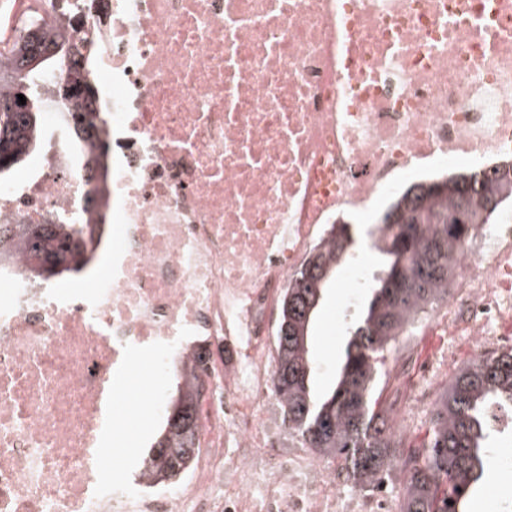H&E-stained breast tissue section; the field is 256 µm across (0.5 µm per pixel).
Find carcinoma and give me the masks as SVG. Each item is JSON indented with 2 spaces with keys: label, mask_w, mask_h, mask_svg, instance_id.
<instances>
[{
  "label": "carcinoma",
  "mask_w": 512,
  "mask_h": 512,
  "mask_svg": "<svg viewBox=\"0 0 512 512\" xmlns=\"http://www.w3.org/2000/svg\"><path fill=\"white\" fill-rule=\"evenodd\" d=\"M96 50L86 53L62 17L42 19L3 42L0 40V153L12 163L0 167V178L24 163L42 134L44 80L55 77L51 92L75 101L94 92ZM69 65L75 77L61 76ZM24 95L26 104L18 102ZM69 141L73 158L82 161L85 148H103L102 127L85 125L86 113H70ZM456 191L438 194L429 184L412 186L395 205L419 220V236L404 238V225L387 224V233L372 239L381 257L371 291L349 325L345 357L333 389L318 395L311 333L318 307L336 271L351 257L348 225L338 228L327 248L317 250L297 272L280 304L276 334L274 387L295 434L318 456L337 463L351 488L373 494L393 489L398 512H466L471 494L495 474L489 439L490 409L512 410V348L488 349L463 363L449 377L429 417L421 444L405 445L394 429L392 408L383 393L390 375L386 362L397 352L398 338L410 333L417 316L447 301L453 255L477 225L489 224L512 200V168L471 171L451 177ZM90 233L82 224H20L0 233V257L19 251L36 276L47 266L64 265L76 273L85 264ZM174 392L163 429L151 444L141 477L174 486L192 469L200 452L196 432V374L180 361L173 370Z\"/></svg>",
  "instance_id": "cac0c4a2"
}]
</instances>
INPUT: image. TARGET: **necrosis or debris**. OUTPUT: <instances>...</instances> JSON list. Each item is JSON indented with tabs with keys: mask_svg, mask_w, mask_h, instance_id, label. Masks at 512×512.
Returning a JSON list of instances; mask_svg holds the SVG:
<instances>
[{
	"mask_svg": "<svg viewBox=\"0 0 512 512\" xmlns=\"http://www.w3.org/2000/svg\"><path fill=\"white\" fill-rule=\"evenodd\" d=\"M98 30L110 141L90 206L47 100L43 152L0 225L89 224L97 267L60 287L0 261V512H393L299 447L273 389L279 302L331 227L426 174L512 159V0H74ZM443 331L512 335V205L459 247ZM150 357L199 378L206 465L177 489L99 466L112 402ZM429 407L428 363L401 350Z\"/></svg>",
	"mask_w": 512,
	"mask_h": 512,
	"instance_id": "4bbe7bcc",
	"label": "necrosis or debris"
}]
</instances>
